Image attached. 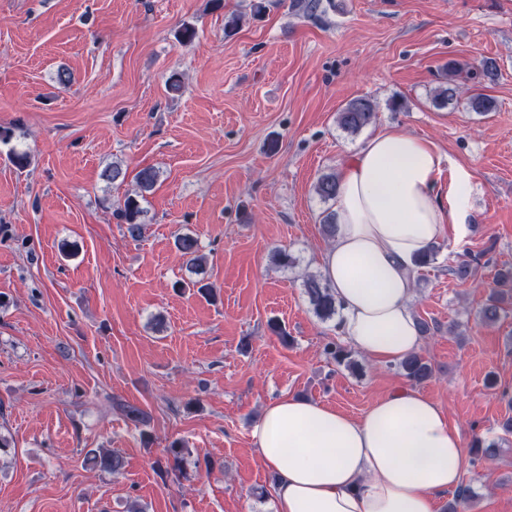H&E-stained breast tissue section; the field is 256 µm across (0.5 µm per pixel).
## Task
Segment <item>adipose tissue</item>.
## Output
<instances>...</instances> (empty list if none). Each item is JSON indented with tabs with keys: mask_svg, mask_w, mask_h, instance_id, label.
<instances>
[{
	"mask_svg": "<svg viewBox=\"0 0 512 512\" xmlns=\"http://www.w3.org/2000/svg\"><path fill=\"white\" fill-rule=\"evenodd\" d=\"M445 163L433 140L386 127L341 165L335 232L319 264L340 307L337 336L376 364L421 347L418 261L459 223L469 182L443 192ZM251 439L275 476L272 512H439L466 460L445 410L407 387L357 417L284 395L265 406Z\"/></svg>",
	"mask_w": 512,
	"mask_h": 512,
	"instance_id": "obj_1",
	"label": "adipose tissue"
}]
</instances>
